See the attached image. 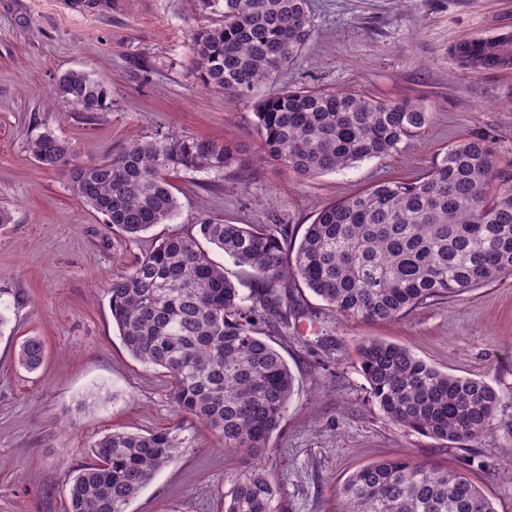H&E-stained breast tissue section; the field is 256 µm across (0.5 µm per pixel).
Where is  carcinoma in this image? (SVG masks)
<instances>
[{"label": "carcinoma", "instance_id": "obj_1", "mask_svg": "<svg viewBox=\"0 0 512 512\" xmlns=\"http://www.w3.org/2000/svg\"><path fill=\"white\" fill-rule=\"evenodd\" d=\"M192 2L222 17L190 34L199 80L237 99L277 80L314 38L309 0ZM457 54L475 71L504 66L512 61V36L466 42ZM58 92L80 112H97L107 99L104 84L80 70L60 76ZM255 116L267 159L304 180L387 156L429 121L409 102L288 85L257 100ZM29 151L44 166L69 167L73 194L130 237L175 217L170 173L243 166L235 142L188 135L132 137L117 156L92 166L71 164L72 146L51 133L31 140ZM194 228L161 239L112 279V322L134 360L166 371L178 410L222 447L256 461L294 391L288 364L259 336L262 327L286 328L300 313L290 284H303L347 319L390 322L512 278V172L500 169L486 138L471 136L449 145L421 176L387 179L321 208L296 245L287 224L207 217ZM209 245L250 269L255 285L242 291L212 261ZM358 354L379 411L394 423L453 444L496 432L512 440V401L485 382L378 339ZM43 357L37 336L19 345L23 368L37 369ZM183 444L177 426L102 436L92 461L73 476L68 512H127ZM279 495L256 463L224 494V512H278ZM341 502V512H495L463 470L400 457L353 472Z\"/></svg>", "mask_w": 512, "mask_h": 512}]
</instances>
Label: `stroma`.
Instances as JSON below:
<instances>
[{"mask_svg":"<svg viewBox=\"0 0 512 512\" xmlns=\"http://www.w3.org/2000/svg\"><path fill=\"white\" fill-rule=\"evenodd\" d=\"M316 29L301 60L261 90L283 85L407 101L429 123L383 158L312 180L265 159L255 103L204 87L189 35L216 15L187 0H112L111 13L64 14L58 0H0V512H66V487L92 444L119 429L181 426L186 448L155 474L128 512H221L246 464L212 432L178 411L161 370L135 361L112 322L107 289L158 239L217 217L229 224L305 230L328 203L390 179L420 175L453 142L489 136L512 163V66L478 74L454 47L512 29V0H309ZM82 70L104 82L108 104L87 115L57 93ZM68 141L92 165L133 137L173 134L231 139L248 166L173 178L180 208L136 239L107 228L73 196L66 168L30 154L43 133ZM288 330L266 329L295 376V391L263 458L280 487L279 512H339L347 477L404 456L466 470L495 512H512V443L491 434L455 448L390 421L378 410L357 348L377 338L403 345L448 373L476 378L512 398V279L418 308L388 323L348 320L312 293ZM41 337V367L17 361Z\"/></svg>","mask_w":512,"mask_h":512,"instance_id":"1","label":"stroma"}]
</instances>
